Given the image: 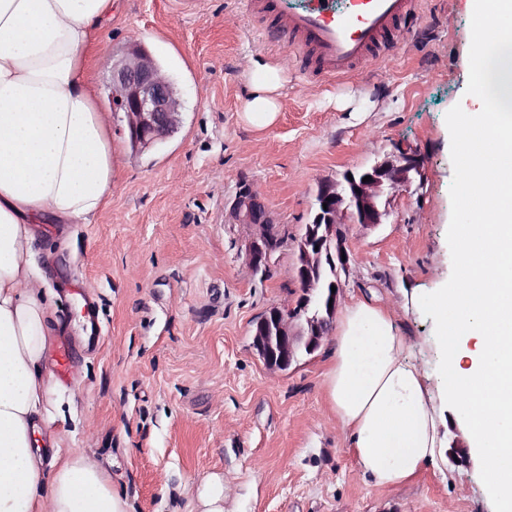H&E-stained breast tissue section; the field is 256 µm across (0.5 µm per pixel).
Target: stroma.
Returning a JSON list of instances; mask_svg holds the SVG:
<instances>
[{
  "label": "stroma",
  "instance_id": "obj_1",
  "mask_svg": "<svg viewBox=\"0 0 512 512\" xmlns=\"http://www.w3.org/2000/svg\"><path fill=\"white\" fill-rule=\"evenodd\" d=\"M475 20L472 0H423L388 61L312 83L240 0H118L100 34L108 58L141 44L173 80L181 122L135 152L113 115L107 205L91 223L37 231L35 261L56 292L52 337L74 330L75 286L95 300L102 333L91 345L75 339L64 382L79 420L54 427L107 467L131 512H191V489L215 473L224 512H495L470 458L374 486L327 397L330 340L273 371L250 335L300 295L292 239L312 220L319 182L403 143L424 163L423 184L392 202L386 223L350 229L341 299L389 307L403 336L434 339L438 315L399 302L456 282L455 231L474 221L461 141L465 121L490 108L476 91ZM253 59L284 68L281 112L264 128L241 117ZM243 180L286 237L261 279L245 266L250 229L232 215Z\"/></svg>",
  "mask_w": 512,
  "mask_h": 512
}]
</instances>
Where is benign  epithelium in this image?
<instances>
[{
    "mask_svg": "<svg viewBox=\"0 0 512 512\" xmlns=\"http://www.w3.org/2000/svg\"><path fill=\"white\" fill-rule=\"evenodd\" d=\"M110 102L112 111L122 112L126 119L127 142L134 150H145L164 140L177 126L180 102L169 78L143 47L135 44L127 55L112 62ZM423 162L416 149L398 146L396 151L368 168L352 173V178L326 181L316 193L313 223L323 227H307L306 234L296 239L295 274L307 288L295 308L272 307L252 326V347L271 370L285 371L297 360L299 346L316 350L322 341V324L336 313V296L340 294V272L350 260L347 248L349 226L374 227L389 217L391 202L401 192H409L423 180ZM369 176L371 181L363 178ZM233 214L251 232L245 244V262L251 275H264L281 239L268 210L249 183L239 186ZM334 268L331 285L337 291L328 293L324 314L310 310V295L324 288L313 271L324 263Z\"/></svg>",
    "mask_w": 512,
    "mask_h": 512,
    "instance_id": "obj_1",
    "label": "benign epithelium"
}]
</instances>
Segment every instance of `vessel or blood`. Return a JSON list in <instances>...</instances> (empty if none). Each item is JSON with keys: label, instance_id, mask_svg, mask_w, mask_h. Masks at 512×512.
Returning <instances> with one entry per match:
<instances>
[{"label": "vessel or blood", "instance_id": "vessel-or-blood-1", "mask_svg": "<svg viewBox=\"0 0 512 512\" xmlns=\"http://www.w3.org/2000/svg\"><path fill=\"white\" fill-rule=\"evenodd\" d=\"M421 0H245L268 38H285L307 77L340 78L388 59L409 32Z\"/></svg>", "mask_w": 512, "mask_h": 512}]
</instances>
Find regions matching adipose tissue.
Instances as JSON below:
<instances>
[{
    "instance_id": "obj_1",
    "label": "adipose tissue",
    "mask_w": 512,
    "mask_h": 512,
    "mask_svg": "<svg viewBox=\"0 0 512 512\" xmlns=\"http://www.w3.org/2000/svg\"><path fill=\"white\" fill-rule=\"evenodd\" d=\"M112 0H0V512H129L102 463L54 431L69 398L45 370L48 306L33 259L36 225L90 223L112 193V132L87 80L106 55L100 28ZM477 89L512 103V0H481ZM243 118L280 112L282 68L249 66ZM494 155L465 142L475 224L457 231L460 283L405 306L440 319L436 372L414 362L391 311L346 303L326 392L349 448L378 487L437 464L447 410L466 425L498 512H512V113L478 120Z\"/></svg>"
}]
</instances>
